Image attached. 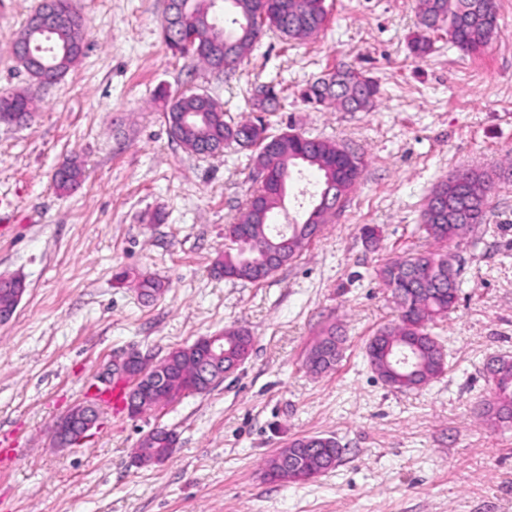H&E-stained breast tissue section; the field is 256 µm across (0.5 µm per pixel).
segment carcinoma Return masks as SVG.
Wrapping results in <instances>:
<instances>
[{
  "label": "carcinoma",
  "instance_id": "carcinoma-1",
  "mask_svg": "<svg viewBox=\"0 0 512 512\" xmlns=\"http://www.w3.org/2000/svg\"><path fill=\"white\" fill-rule=\"evenodd\" d=\"M481 0H417L419 32L411 50L424 56L432 48L429 34L446 29L450 40L466 54L486 48L496 33L498 18L488 17ZM65 20L52 25L47 33L25 23L14 44L31 47L45 58L46 71L32 70L22 59L17 63L40 84H50L74 67L84 53V22L72 10L69 0H57ZM324 0H168L163 23L167 46L184 56H192L215 67L212 52L233 46L236 66L268 32L288 41H301L319 33L325 26ZM379 93L378 83L365 72L343 64L307 85L302 97L309 102L332 101L347 112L370 110ZM276 94L261 85L250 101L254 112H273ZM190 114L191 126L168 123L169 134L195 154L214 155L235 143L256 151L257 193L250 199L236 222L225 227L231 246L216 269L224 278L260 282L276 268L267 266V256L276 253L290 262L302 254L313 240L306 224H275L272 217L282 207L286 188L281 180L310 168L319 173L312 197L331 198L321 213L320 223L340 207L361 176L363 160L349 147L323 138L299 133H267L264 122L229 123L213 101L202 94L184 93L168 108L167 116ZM33 119L30 98L24 91L0 97V123L20 125ZM83 178V166L75 158L64 160L53 172L52 182L60 191H69ZM492 179L486 172L467 169L441 181L429 194L423 211V228L436 241L464 238L484 220ZM397 304V322L378 331L369 341L366 354L371 369L388 386L398 390L418 389L439 377L446 360L438 337L429 325L448 315L457 299V273L445 255L397 256L378 270ZM25 287L18 276H0V314L14 316L18 289ZM141 294L154 297L165 285L152 277L139 281ZM344 342L336 327L321 330L309 349L305 366L313 374L331 370L339 360ZM254 338L242 328H230L212 337H201L193 344L170 350L156 365L164 374L163 387L143 404L144 414L169 404L188 393L208 391L224 373L237 369L250 356ZM495 387L494 400L483 413L501 424L512 422V360H497L489 367ZM172 431L156 428L145 435L134 451V460L143 467L155 466L171 457ZM341 448L333 436H305L271 455L264 462V476L273 482H300L314 478L336 466Z\"/></svg>",
  "mask_w": 512,
  "mask_h": 512
}]
</instances>
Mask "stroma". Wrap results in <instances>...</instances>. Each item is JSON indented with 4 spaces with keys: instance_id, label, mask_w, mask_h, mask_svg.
I'll list each match as a JSON object with an SVG mask.
<instances>
[{
    "instance_id": "obj_1",
    "label": "stroma",
    "mask_w": 512,
    "mask_h": 512,
    "mask_svg": "<svg viewBox=\"0 0 512 512\" xmlns=\"http://www.w3.org/2000/svg\"><path fill=\"white\" fill-rule=\"evenodd\" d=\"M39 0H0V96L27 90L35 118L0 124V275L25 292L0 325V512H512V424L481 415L493 359H512V0L498 29L468 55L432 34L414 57L415 0H325L327 26L301 42L265 36L233 76L172 53L167 0H71L85 51L62 79L41 85L11 46ZM341 64L374 77L373 111L312 107L299 96ZM271 83L270 131L348 144L363 154L359 182L319 236L266 281L215 277L224 227L257 187L253 151L195 155L168 132V98L202 93L226 119L250 118L257 85ZM78 157L84 176L55 188L53 170ZM478 168L493 179L486 215L463 239L421 231L432 188ZM377 228L368 246L363 225ZM439 253L459 283L456 307L430 331L443 375L397 391L372 371L366 345L396 305L376 272L388 259ZM127 271L124 282L117 272ZM166 284L140 297L135 279ZM344 336L333 370L308 373L317 332ZM254 338L247 361L205 393L133 417L100 407L74 447L53 444L56 421L86 402L112 359L132 348L163 358L227 328ZM178 437L151 467L132 452L152 429ZM335 437V468L305 482H273L262 462L294 438Z\"/></svg>"
}]
</instances>
